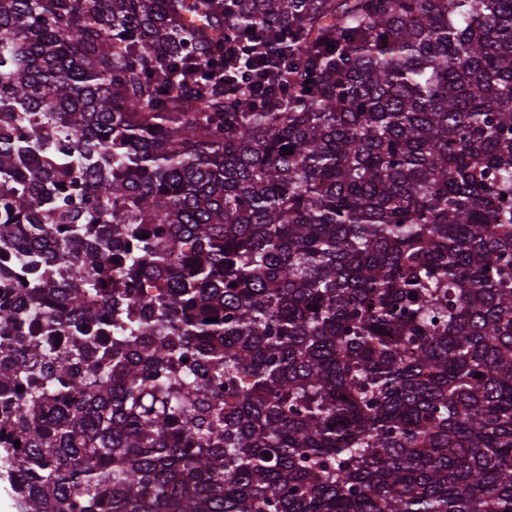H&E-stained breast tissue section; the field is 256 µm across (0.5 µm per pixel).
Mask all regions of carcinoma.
I'll return each mask as SVG.
<instances>
[{
	"instance_id": "obj_1",
	"label": "carcinoma",
	"mask_w": 512,
	"mask_h": 512,
	"mask_svg": "<svg viewBox=\"0 0 512 512\" xmlns=\"http://www.w3.org/2000/svg\"><path fill=\"white\" fill-rule=\"evenodd\" d=\"M0 407L18 512H512V0H0ZM265 31L264 26L256 24L250 29V33H246L238 42L226 47L224 55L194 60L192 63L194 74L197 77L204 74L206 79L219 78L224 90L229 84L244 85L252 82L256 93L255 102L261 104L267 91L271 88L276 91L279 86V76L288 71V33H283L280 44L267 54L263 46ZM242 45L250 48L244 67L239 66L235 72L229 73L231 66L228 65L230 57L228 50L232 49L239 58H242L240 52ZM243 68H246L250 75L247 81L242 79Z\"/></svg>"
}]
</instances>
